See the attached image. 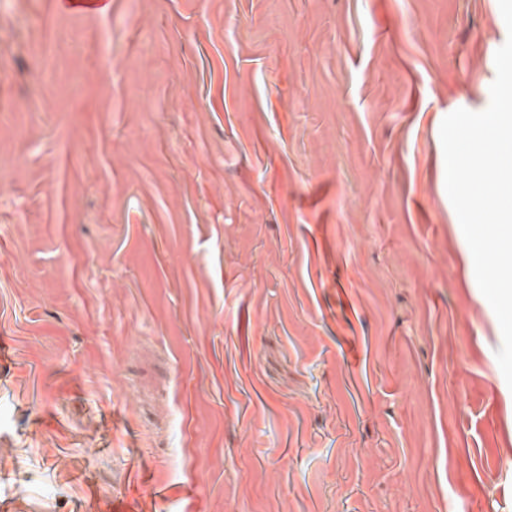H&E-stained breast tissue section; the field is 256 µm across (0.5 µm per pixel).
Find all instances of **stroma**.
I'll use <instances>...</instances> for the list:
<instances>
[{
  "mask_svg": "<svg viewBox=\"0 0 512 512\" xmlns=\"http://www.w3.org/2000/svg\"><path fill=\"white\" fill-rule=\"evenodd\" d=\"M506 39L498 0H0V512H512L440 139Z\"/></svg>",
  "mask_w": 512,
  "mask_h": 512,
  "instance_id": "35a3bbf8",
  "label": "stroma"
}]
</instances>
